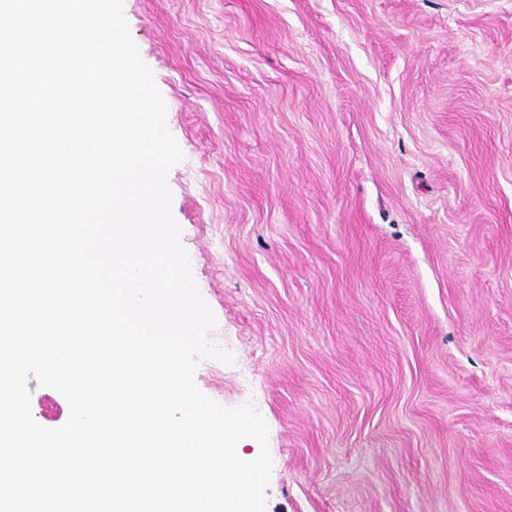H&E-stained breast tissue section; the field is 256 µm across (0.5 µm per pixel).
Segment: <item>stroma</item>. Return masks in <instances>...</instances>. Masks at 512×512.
Here are the masks:
<instances>
[{
    "label": "stroma",
    "mask_w": 512,
    "mask_h": 512,
    "mask_svg": "<svg viewBox=\"0 0 512 512\" xmlns=\"http://www.w3.org/2000/svg\"><path fill=\"white\" fill-rule=\"evenodd\" d=\"M266 512H512V0H123ZM35 420L57 391L27 383Z\"/></svg>",
    "instance_id": "stroma-1"
}]
</instances>
